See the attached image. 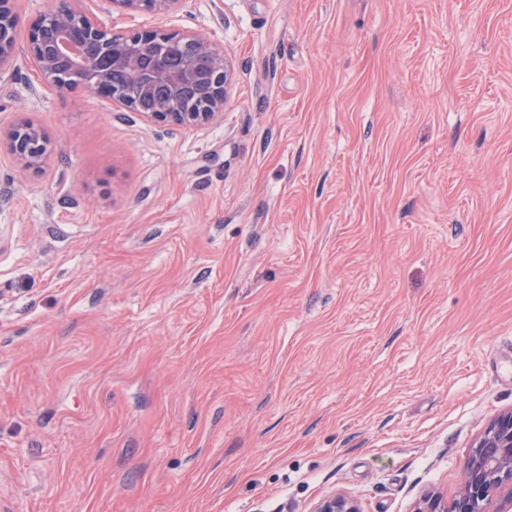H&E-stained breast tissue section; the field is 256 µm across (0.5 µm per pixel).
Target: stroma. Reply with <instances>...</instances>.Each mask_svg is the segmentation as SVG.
Listing matches in <instances>:
<instances>
[{
	"label": "stroma",
	"instance_id": "35a3bbf8",
	"mask_svg": "<svg viewBox=\"0 0 512 512\" xmlns=\"http://www.w3.org/2000/svg\"><path fill=\"white\" fill-rule=\"evenodd\" d=\"M17 0L0 128V512L453 497L512 409V0H183L221 119L58 96ZM45 136L28 121H20L7 131L0 130V148L5 147L24 163L35 166L43 156Z\"/></svg>",
	"mask_w": 512,
	"mask_h": 512
}]
</instances>
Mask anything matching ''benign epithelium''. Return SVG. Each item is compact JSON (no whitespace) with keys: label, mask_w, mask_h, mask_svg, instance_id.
Listing matches in <instances>:
<instances>
[{"label":"benign epithelium","mask_w":512,"mask_h":512,"mask_svg":"<svg viewBox=\"0 0 512 512\" xmlns=\"http://www.w3.org/2000/svg\"><path fill=\"white\" fill-rule=\"evenodd\" d=\"M81 0H56L53 10L34 22L26 52L45 85L59 94L82 90L118 100L155 124L200 127L216 122L228 99L230 65L224 49L193 32L114 31L79 8ZM182 0H111L123 12L171 11ZM19 25L14 0H0V70L17 55ZM209 85L196 108H175L183 90ZM154 105L144 111L139 101ZM45 136L28 121L0 131L6 148L26 166L40 162ZM314 512H362L345 493L324 497ZM415 512H512V410L495 417L464 463L459 490L451 501L428 492Z\"/></svg>","instance_id":"7a95c632"}]
</instances>
